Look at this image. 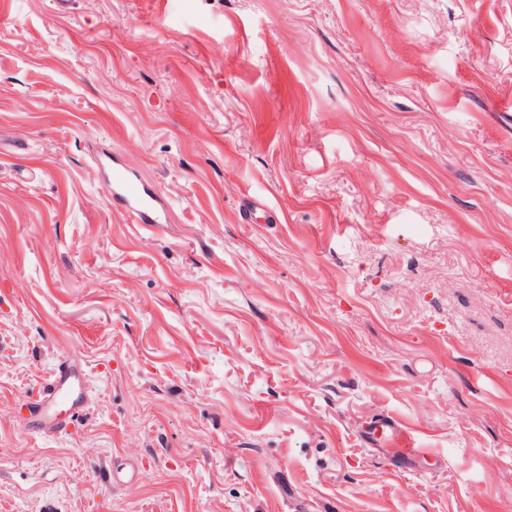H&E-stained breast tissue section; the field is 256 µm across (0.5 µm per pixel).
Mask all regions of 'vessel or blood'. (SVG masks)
<instances>
[{
  "label": "vessel or blood",
  "mask_w": 512,
  "mask_h": 512,
  "mask_svg": "<svg viewBox=\"0 0 512 512\" xmlns=\"http://www.w3.org/2000/svg\"><path fill=\"white\" fill-rule=\"evenodd\" d=\"M106 181L113 200L125 209L133 223H159L157 193L147 189L125 166L113 163L107 172ZM85 376L82 364L67 360L58 366L41 405L40 430L59 428L61 413L85 405ZM365 441L373 447L387 443L399 448L407 460L413 459L415 455L412 437L396 422L388 419L373 426Z\"/></svg>",
  "instance_id": "b4317fda"
}]
</instances>
